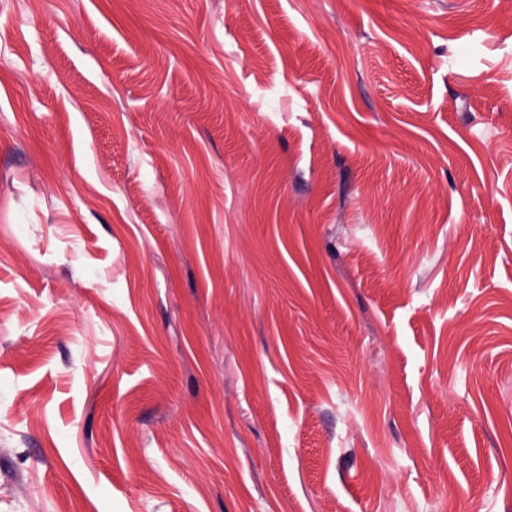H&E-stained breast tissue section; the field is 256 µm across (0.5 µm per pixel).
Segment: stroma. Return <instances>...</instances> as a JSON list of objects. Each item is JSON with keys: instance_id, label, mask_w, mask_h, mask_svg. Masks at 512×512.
<instances>
[{"instance_id": "stroma-1", "label": "stroma", "mask_w": 512, "mask_h": 512, "mask_svg": "<svg viewBox=\"0 0 512 512\" xmlns=\"http://www.w3.org/2000/svg\"><path fill=\"white\" fill-rule=\"evenodd\" d=\"M0 512H512V7L0 0Z\"/></svg>"}]
</instances>
